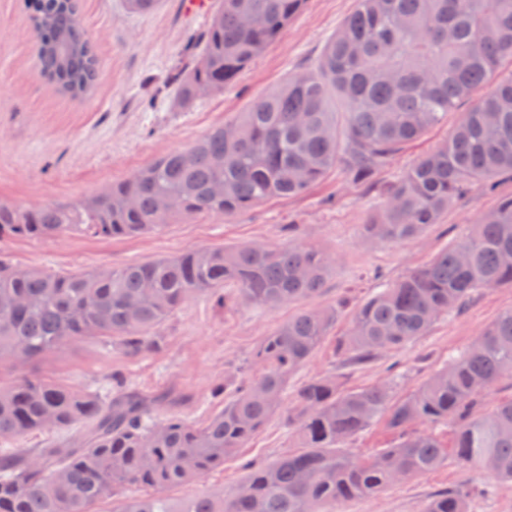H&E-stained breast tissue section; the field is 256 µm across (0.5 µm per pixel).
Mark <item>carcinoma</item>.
I'll list each match as a JSON object with an SVG mask.
<instances>
[{
    "label": "carcinoma",
    "instance_id": "obj_1",
    "mask_svg": "<svg viewBox=\"0 0 512 512\" xmlns=\"http://www.w3.org/2000/svg\"><path fill=\"white\" fill-rule=\"evenodd\" d=\"M304 4L218 0L195 65L176 78L175 102L187 107L224 90ZM77 10V0H39L32 24L43 72L82 96L98 62ZM505 60L512 63V0H356L315 68L288 75L202 139L99 191L63 204L0 201V240L73 232L113 239L179 217L243 213L299 196L335 168L359 186L470 100L448 141L386 185L381 210L366 225L371 239L411 240L470 189L512 175V79H494ZM332 264L303 242L195 249L88 273L29 267L18 274L0 262V361L20 352L29 362L86 336L138 356L195 296L273 311L319 295ZM490 284L512 287V195L452 247L381 286L353 313L337 352L365 359L404 346ZM342 306L307 309L280 325L260 347L256 373L199 425L158 416L161 402L137 393L109 400L28 377L0 388V439L89 425L33 456L0 448V512H97L125 489L134 494L110 512H331L338 501L372 497L440 468L448 453L418 425L451 426L462 470L512 482V400L478 409L482 394L512 375L510 309L401 398L392 377L345 393L330 377L310 379L288 410L300 451L252 466L219 496H169L224 464L281 409L288 378ZM381 417L402 435L394 447L365 459L341 451ZM475 494L465 483L437 494L425 512H468Z\"/></svg>",
    "mask_w": 512,
    "mask_h": 512
}]
</instances>
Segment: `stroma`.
<instances>
[{
  "instance_id": "35a3bbf8",
  "label": "stroma",
  "mask_w": 512,
  "mask_h": 512,
  "mask_svg": "<svg viewBox=\"0 0 512 512\" xmlns=\"http://www.w3.org/2000/svg\"><path fill=\"white\" fill-rule=\"evenodd\" d=\"M216 5L217 0H208L203 9L190 13L184 0H162L156 10L135 14L125 0H79L80 25L94 47L98 70L92 90L73 97L42 73L31 26L34 0H0V201L19 206L67 203L127 178L162 154L193 144L215 126L247 111L288 74L314 67L355 0H306L279 38L232 84L189 108H179L171 78L194 66L198 52L189 40L202 35ZM468 107V102H461L424 137L406 145L378 174V182L396 180L446 141L460 112ZM509 193L510 180L499 181L491 191L472 190L438 223L404 243L368 239L365 226L376 213L380 196L348 184L336 170L300 196L272 198L233 216L194 215L157 231L112 240L71 234L0 240V259L13 266L79 273L198 248L284 245L293 224L302 242L335 260L332 274L314 299L265 311L200 295L158 328V347L139 357L126 356L106 340L82 338L24 366L0 362V384L34 377L90 391L107 387L117 375L126 391L166 397L164 414L199 424L223 405L222 399L213 397V388L222 385L234 391L240 382L237 369L252 368L258 347L289 317L345 299L348 307L340 309L321 344L289 379V393L320 375L335 377L344 392L394 376L400 380L396 395H404L512 309V287L476 293L464 311L439 320L425 336L365 362L352 361L335 350L354 308L377 291L379 281H395L449 248ZM396 440L379 419L345 441L343 449L366 458ZM296 449L286 412H276L243 448L225 458L222 468L201 482L172 489L171 495L221 494L245 476L249 465L274 462ZM467 479L482 490L471 512H512V483L486 474L467 475L452 459L374 497L337 502L334 510L424 512L435 495Z\"/></svg>"
}]
</instances>
